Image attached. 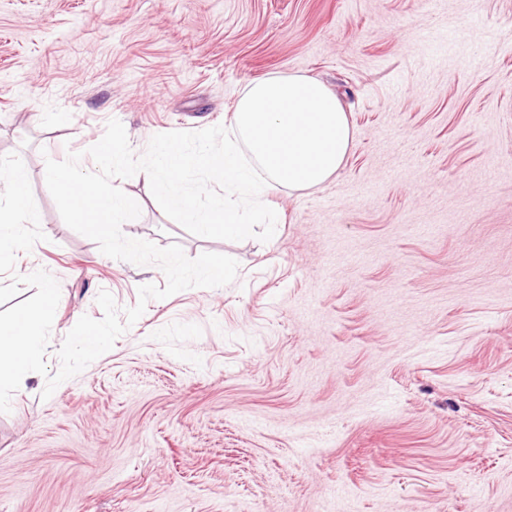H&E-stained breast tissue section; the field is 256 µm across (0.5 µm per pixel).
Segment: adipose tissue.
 I'll return each instance as SVG.
<instances>
[{
    "label": "adipose tissue",
    "instance_id": "adipose-tissue-1",
    "mask_svg": "<svg viewBox=\"0 0 512 512\" xmlns=\"http://www.w3.org/2000/svg\"><path fill=\"white\" fill-rule=\"evenodd\" d=\"M350 146V122L335 94L313 78L275 74L244 88L224 128L223 152L189 153L177 140H163L153 178L183 223L206 237L236 238L265 223L262 198L321 186L341 169ZM195 169L224 179L223 193L204 210L182 187Z\"/></svg>",
    "mask_w": 512,
    "mask_h": 512
}]
</instances>
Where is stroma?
I'll return each mask as SVG.
<instances>
[{
	"instance_id": "obj_1",
	"label": "stroma",
	"mask_w": 512,
	"mask_h": 512,
	"mask_svg": "<svg viewBox=\"0 0 512 512\" xmlns=\"http://www.w3.org/2000/svg\"><path fill=\"white\" fill-rule=\"evenodd\" d=\"M272 74L340 96L345 164L236 239L122 180L125 236L237 276L149 301L50 398L32 374L0 413V512H512V0H0V156L46 235L0 284L58 281L57 371L100 290L126 309L166 278L69 228L46 159L96 171L112 119L143 154Z\"/></svg>"
}]
</instances>
